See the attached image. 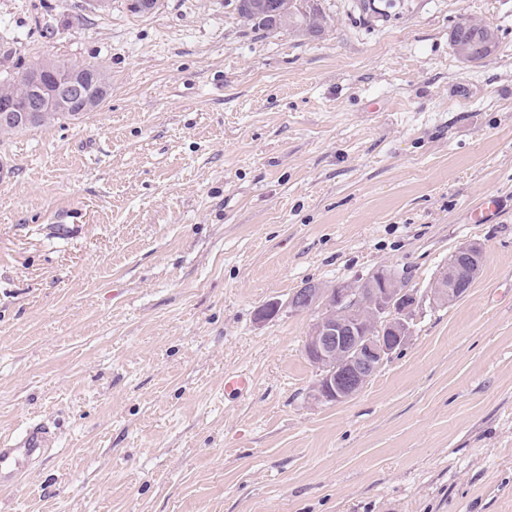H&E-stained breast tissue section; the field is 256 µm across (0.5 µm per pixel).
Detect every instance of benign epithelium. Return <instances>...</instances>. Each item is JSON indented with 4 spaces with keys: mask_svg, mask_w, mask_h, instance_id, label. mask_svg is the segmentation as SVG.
<instances>
[{
    "mask_svg": "<svg viewBox=\"0 0 512 512\" xmlns=\"http://www.w3.org/2000/svg\"><path fill=\"white\" fill-rule=\"evenodd\" d=\"M26 90L25 106L0 94V125L25 123L31 114L64 109L83 112L102 94L99 81L89 71L43 77L37 68L20 79ZM456 266L445 267L427 297L433 305L463 298L485 262L483 249L464 244L454 251ZM470 278L458 277L457 268ZM417 291L388 269H378L357 284L325 288L307 283L297 289L288 305L297 312L321 310L305 337L304 355L318 371L312 397L320 403H343L359 393L392 357L403 350L413 329L411 316L422 305Z\"/></svg>",
    "mask_w": 512,
    "mask_h": 512,
    "instance_id": "obj_1",
    "label": "benign epithelium"
}]
</instances>
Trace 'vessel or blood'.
<instances>
[{
    "instance_id": "obj_1",
    "label": "vessel or blood",
    "mask_w": 512,
    "mask_h": 512,
    "mask_svg": "<svg viewBox=\"0 0 512 512\" xmlns=\"http://www.w3.org/2000/svg\"><path fill=\"white\" fill-rule=\"evenodd\" d=\"M52 444V432L41 423L28 426L20 436L0 437V488L9 489L23 480Z\"/></svg>"
}]
</instances>
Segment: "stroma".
Wrapping results in <instances>:
<instances>
[{
  "instance_id": "1",
  "label": "stroma",
  "mask_w": 512,
  "mask_h": 512,
  "mask_svg": "<svg viewBox=\"0 0 512 512\" xmlns=\"http://www.w3.org/2000/svg\"><path fill=\"white\" fill-rule=\"evenodd\" d=\"M319 4L307 38L235 0H0V80L110 81L0 135V434L56 433L0 512H512V0ZM462 14L498 35L481 62L453 50ZM466 243L467 296L312 400L291 294L388 268L423 295Z\"/></svg>"
}]
</instances>
